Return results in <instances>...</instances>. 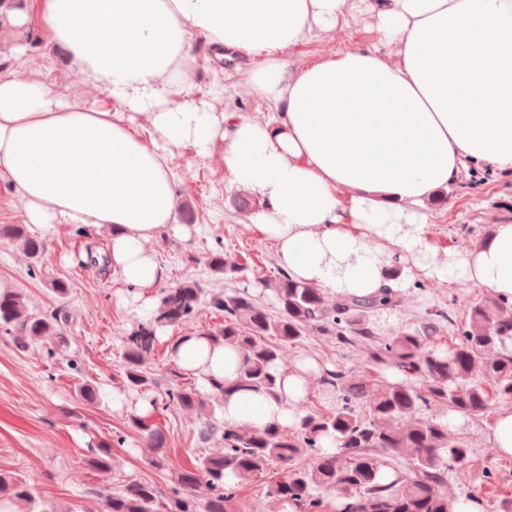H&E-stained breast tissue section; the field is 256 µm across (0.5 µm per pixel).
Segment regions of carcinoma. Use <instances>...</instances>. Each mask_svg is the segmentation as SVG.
Segmentation results:
<instances>
[{"label": "carcinoma", "instance_id": "cac0c4a2", "mask_svg": "<svg viewBox=\"0 0 512 512\" xmlns=\"http://www.w3.org/2000/svg\"><path fill=\"white\" fill-rule=\"evenodd\" d=\"M0 239L18 243L29 257L47 253L43 239L22 224H0ZM217 281L246 270L238 258L217 250L207 258ZM258 280L271 291L274 306L249 287L204 290L186 277L161 290L150 319L136 320L124 329L116 388L143 396L158 388L152 360L160 344L159 332L176 327L206 308L222 317L214 328L194 335L210 348H230L242 358L239 377L231 384L211 380L210 397L179 382V370L168 371L164 391L148 398L151 412L127 414L150 451L149 462L167 464L165 437L152 423V413L171 405L203 419V439L224 441L217 453L200 454L191 466L175 473V487L166 502L156 485L127 480L110 491L98 488L102 512H241L240 498L255 480L274 473L265 491L263 512H451L443 490L448 471L456 469L485 506V491L512 477L503 464L483 466L469 441L429 411H449L479 417L492 412L493 397L512 401V302L496 296L466 308L457 320L448 308L427 309L421 324L391 334L381 333L376 316L402 303V294L389 289L371 297H332L312 284L281 272ZM70 313L34 311L18 289L0 290V332L25 351L49 340L63 342ZM452 335H444L445 331ZM319 336L336 349H357L359 368L345 367L323 357L283 363L284 349L304 345ZM395 369L404 379L392 380ZM308 379L310 392L299 405L296 428L275 424L226 427L216 418L226 398L239 390L282 395L281 380L288 374ZM332 437L333 455L321 454L320 441ZM107 445L88 449L89 465L105 471ZM336 502L328 503L323 494ZM0 500L24 501L30 512H56L35 503L31 487L0 472Z\"/></svg>", "mask_w": 512, "mask_h": 512}]
</instances>
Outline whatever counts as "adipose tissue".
Returning a JSON list of instances; mask_svg holds the SVG:
<instances>
[{"instance_id": "ef3b65f1", "label": "adipose tissue", "mask_w": 512, "mask_h": 512, "mask_svg": "<svg viewBox=\"0 0 512 512\" xmlns=\"http://www.w3.org/2000/svg\"><path fill=\"white\" fill-rule=\"evenodd\" d=\"M347 0H0V16L37 27L112 100L63 102L50 85L0 77V180L35 227L109 230L106 265L145 305L165 271L145 242L175 224L170 159L224 140L230 182L259 200L249 217L280 266L336 295L399 291L420 277L462 278L512 301V223L494 225L457 262L425 244L426 210L467 163L512 171V0H378L381 47L289 68L283 53L335 27ZM260 57L247 93L273 102L245 119L186 100L193 34ZM180 104H172V97ZM144 115L148 135L132 121ZM396 245L398 254L385 250ZM171 360L199 378L235 381L241 358L205 339ZM307 383L230 396L225 425L296 426Z\"/></svg>"}]
</instances>
